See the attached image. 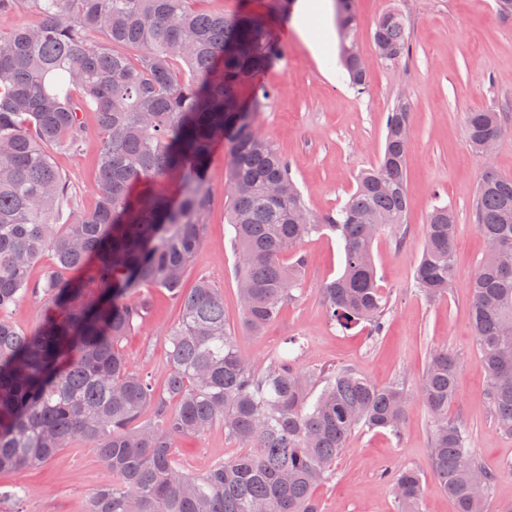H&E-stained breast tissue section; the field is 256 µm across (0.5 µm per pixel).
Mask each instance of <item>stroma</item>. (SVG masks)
Here are the masks:
<instances>
[{
	"label": "stroma",
	"instance_id": "35a3bbf8",
	"mask_svg": "<svg viewBox=\"0 0 512 512\" xmlns=\"http://www.w3.org/2000/svg\"><path fill=\"white\" fill-rule=\"evenodd\" d=\"M392 9L407 21L410 53L390 67L377 56L371 33L379 16ZM356 11L367 71L360 91L349 86L340 65L334 0H313L304 15L268 16L285 58L259 75L274 97L258 113L256 125L288 162L310 212L321 215L342 204L355 189L357 175L375 166L394 100L404 96L411 101L408 233L400 242L386 231L372 245L379 286L389 300L382 332L364 324L344 332L330 321L320 288L341 272L344 254L327 232L299 244L306 257L302 286L278 318L257 335L243 326L225 220L229 153L223 143L215 145L208 165L213 201L185 285L194 287L204 277L222 289L224 315L238 350L260 363L289 347L301 369L348 366L377 385L402 379L412 389L430 353L448 348L461 363L459 391L448 416L467 424L475 455L497 474L487 509L499 512L512 504V436L501 434L491 415L488 375L471 325V281L486 250L473 221V204L484 166L512 177V132L486 162L467 141L465 118L474 110H512V16L499 15L494 0H357ZM95 156L91 144L52 154L78 214L96 204ZM438 199L455 211L456 278L446 297L429 302L416 292L413 276L427 215ZM146 295V319L123 340L122 349L129 365L160 390L169 363L163 329L177 320L179 305L162 288L147 289ZM430 433L431 419L415 400L400 433L356 430L333 478L315 490L321 512H397L389 474L404 467L423 476V512H456L430 471ZM175 452L185 470L200 474L237 450L217 426L203 436L179 440ZM111 479L93 448L76 441L41 466L0 473V492L21 491L24 512H75L82 499Z\"/></svg>",
	"mask_w": 512,
	"mask_h": 512
}]
</instances>
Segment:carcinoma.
I'll use <instances>...</instances> for the list:
<instances>
[{"label": "carcinoma", "instance_id": "obj_1", "mask_svg": "<svg viewBox=\"0 0 512 512\" xmlns=\"http://www.w3.org/2000/svg\"><path fill=\"white\" fill-rule=\"evenodd\" d=\"M197 0H0V14L40 23L0 32V472L39 466L75 441L94 448L112 482L80 512H320L317 485L333 474L358 428L397 434L405 386L381 387L348 367L317 375L290 351L256 367L238 350L224 294L183 280L200 247L212 203V149L229 148L228 224L237 255L242 320L252 332L274 321L300 288L297 251L328 231L344 268L322 294L342 329L361 321L379 332L387 299L377 283L374 238L407 234L411 106L386 115L384 150L336 209L312 216L289 166L256 128L273 92L254 82L284 51L262 17L198 9ZM339 56L350 82L366 73L357 48L355 0H336ZM393 65L409 52L405 21L382 14L371 34ZM96 117L85 124L84 113ZM469 144L508 132L502 113H467ZM96 147L95 209L71 216L72 195L53 150ZM473 219L486 255L471 282V318L499 431L512 436V177L483 170ZM455 215L428 213L414 287L428 300L454 276ZM46 253L56 269L37 285ZM164 288L180 316L166 327L169 369L158 392L127 363L121 343L139 329ZM28 294L51 312L33 329L8 318ZM460 363L437 349L415 396L432 423L430 470L457 512H487L496 475L472 451L466 425L448 419ZM321 383L320 391L314 390ZM224 428L239 453L202 474L175 459V442ZM398 512H422V479L392 478Z\"/></svg>", "mask_w": 512, "mask_h": 512}]
</instances>
